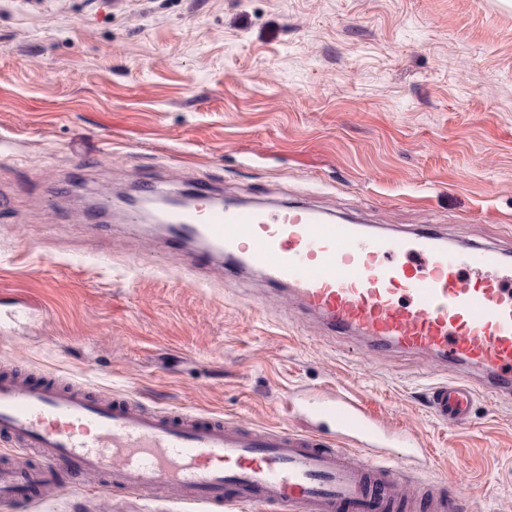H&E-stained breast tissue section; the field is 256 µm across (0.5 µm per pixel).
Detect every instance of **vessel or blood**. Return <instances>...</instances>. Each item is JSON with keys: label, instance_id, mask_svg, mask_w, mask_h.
I'll list each match as a JSON object with an SVG mask.
<instances>
[{"label": "vessel or blood", "instance_id": "vessel-or-blood-1", "mask_svg": "<svg viewBox=\"0 0 512 512\" xmlns=\"http://www.w3.org/2000/svg\"><path fill=\"white\" fill-rule=\"evenodd\" d=\"M188 207L164 211L167 236L223 260L228 275L261 272L286 288L301 314L331 334L371 350L425 352L471 368L469 378L429 390L434 416L456 427L471 421L477 392L512 397V254L478 242L448 245L434 229L404 236L353 221L338 224L304 205L210 201L196 184ZM317 429L245 430L224 419L161 415L129 399L96 397L55 379L0 373V439L33 448L39 464L0 466V500L60 489L58 468L103 482L109 491L147 496L164 490L203 512L245 504L260 512H407L399 496L412 477L402 465L416 438L387 446L360 401L333 394L305 408ZM375 456L329 448L324 427ZM429 512H456L432 485L421 488Z\"/></svg>", "mask_w": 512, "mask_h": 512}]
</instances>
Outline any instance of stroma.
<instances>
[{
    "label": "stroma",
    "instance_id": "35a3bbf8",
    "mask_svg": "<svg viewBox=\"0 0 512 512\" xmlns=\"http://www.w3.org/2000/svg\"><path fill=\"white\" fill-rule=\"evenodd\" d=\"M156 178L431 225L512 248V5L503 0H0V370L49 374L246 428L313 422L350 392L425 457L459 512H512V400L465 430L426 405L454 377L301 316L259 275L71 198ZM55 512H192L175 495L68 490Z\"/></svg>",
    "mask_w": 512,
    "mask_h": 512
}]
</instances>
